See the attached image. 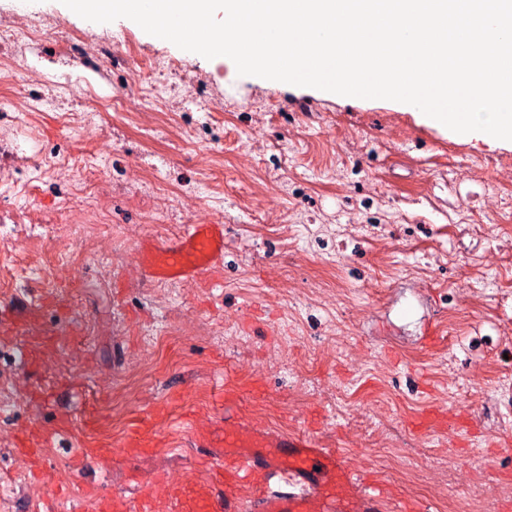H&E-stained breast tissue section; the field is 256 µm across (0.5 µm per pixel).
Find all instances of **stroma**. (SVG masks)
Wrapping results in <instances>:
<instances>
[{"label":"stroma","mask_w":512,"mask_h":512,"mask_svg":"<svg viewBox=\"0 0 512 512\" xmlns=\"http://www.w3.org/2000/svg\"><path fill=\"white\" fill-rule=\"evenodd\" d=\"M107 28L137 68L94 82L99 96L121 100L95 116L97 136L73 131L52 104L32 113L31 139L18 113L0 112V136L24 143L33 158L15 170L16 191L0 205L29 206L42 218L0 224V302L28 284L65 298V308L35 319L61 335L36 378L79 385L55 403H31L14 359L19 341L0 344V382L20 398L0 407V477L13 478L0 512H87L93 486L153 496L157 512H170L145 477L163 470L183 482L207 478L196 462L202 449L177 424L223 417L217 379L240 386L237 409L253 422L291 436L313 432L352 468L376 471L428 512H467L478 485H512V455L498 450L512 436V401L490 395L497 374L512 370V296L449 326V297L470 305L474 280L452 271L425 284L402 276V248L383 271L382 249L364 240L349 242L335 271L291 221L299 212L332 224L344 210L366 221L386 201L394 212L387 234L397 241L407 225L442 224L438 204L463 201L496 236L499 225H512V186L488 197L458 171L467 163L512 166V145L436 128L392 100L241 76L229 58L182 50L126 18ZM26 56L66 86L92 82L87 69L57 58L54 42ZM156 62L177 64L175 82L153 74ZM153 102L167 110L150 127ZM44 147L52 161H39ZM68 159L86 162L88 184H114L107 224L56 222L66 201L46 173ZM199 223L225 229L222 276L202 288L150 282L140 242H165ZM175 386L181 393L169 400L168 417L149 421ZM340 388L352 403L346 420L333 409ZM65 415L71 431L44 459L43 477L33 476L15 450L19 431L51 429ZM146 421L156 446L133 466L108 458L71 466L78 448H122ZM477 451L485 468L467 465Z\"/></svg>","instance_id":"obj_1"}]
</instances>
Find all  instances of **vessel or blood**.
I'll return each mask as SVG.
<instances>
[{
	"label": "vessel or blood",
	"instance_id": "1",
	"mask_svg": "<svg viewBox=\"0 0 512 512\" xmlns=\"http://www.w3.org/2000/svg\"><path fill=\"white\" fill-rule=\"evenodd\" d=\"M224 227L191 224L176 240L149 243L141 250L151 276L159 281L188 282L220 268ZM34 304L14 301L0 305V328L25 326ZM195 447L206 449L216 469L207 481L167 484L173 512H384L388 499L378 487H365L333 449L314 437H290L252 426L246 419L225 417L223 432L195 436ZM99 512H154L150 497L134 500L92 493Z\"/></svg>",
	"mask_w": 512,
	"mask_h": 512
}]
</instances>
